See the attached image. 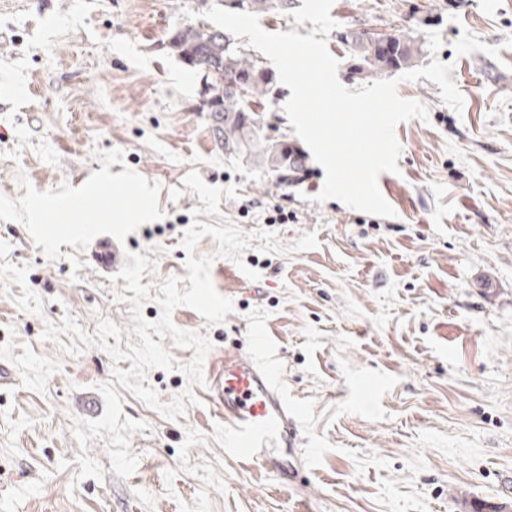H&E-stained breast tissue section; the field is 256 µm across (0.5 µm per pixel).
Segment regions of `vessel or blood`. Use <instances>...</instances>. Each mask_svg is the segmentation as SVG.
<instances>
[{
    "label": "vessel or blood",
    "mask_w": 512,
    "mask_h": 512,
    "mask_svg": "<svg viewBox=\"0 0 512 512\" xmlns=\"http://www.w3.org/2000/svg\"><path fill=\"white\" fill-rule=\"evenodd\" d=\"M207 393L224 420L228 457L244 469L298 478L303 439L274 365L225 351L210 364Z\"/></svg>",
    "instance_id": "1"
}]
</instances>
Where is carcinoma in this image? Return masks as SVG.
<instances>
[{
	"instance_id": "obj_1",
	"label": "carcinoma",
	"mask_w": 512,
	"mask_h": 512,
	"mask_svg": "<svg viewBox=\"0 0 512 512\" xmlns=\"http://www.w3.org/2000/svg\"><path fill=\"white\" fill-rule=\"evenodd\" d=\"M225 6L259 14L288 10V0H227ZM345 41L356 61L354 74L373 76L409 69L422 55L421 44L401 34L351 32ZM168 51L205 82L206 112L216 145L237 156L280 185H294L307 172L304 153L288 144L277 126L260 111L274 99L273 72L224 36V30L204 21L172 30Z\"/></svg>"
}]
</instances>
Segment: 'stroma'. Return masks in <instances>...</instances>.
<instances>
[{"label": "stroma", "mask_w": 512, "mask_h": 512, "mask_svg": "<svg viewBox=\"0 0 512 512\" xmlns=\"http://www.w3.org/2000/svg\"><path fill=\"white\" fill-rule=\"evenodd\" d=\"M219 0H0V512H465L503 504L512 476V0H334L327 39L340 82L360 86L347 33H439L462 112L427 78L401 82L428 121L399 124L398 173L378 185L395 217L314 200L325 171L308 160L283 187L214 142L197 75L163 43L187 11ZM237 196L195 215L191 170ZM87 196L80 223L38 214V201ZM288 223L268 224L274 205ZM270 229L282 245L316 232V248L262 254L244 267L215 257V289L233 313L207 326L181 306L172 320L209 336L212 354H270L297 406L306 468L285 489L225 453L224 421L206 390L151 370L161 402L201 398L170 420L113 376L81 337L44 338L72 316L131 331L124 279L108 246L155 260L144 273L154 321L159 284L186 280L180 246L193 220ZM52 224V241L37 233ZM261 328L267 345L253 342Z\"/></svg>", "instance_id": "obj_1"}]
</instances>
